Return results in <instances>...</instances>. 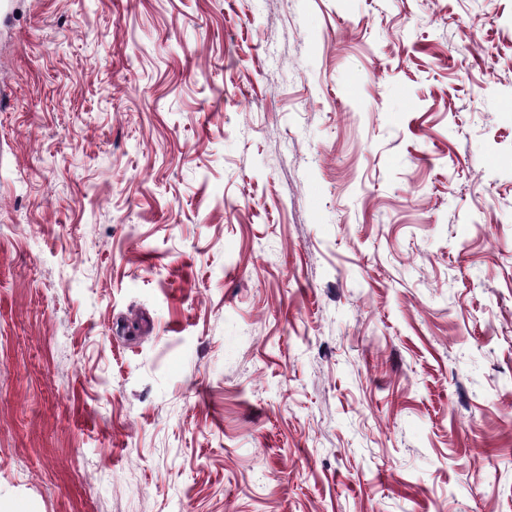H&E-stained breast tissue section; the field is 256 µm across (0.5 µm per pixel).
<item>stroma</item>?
Masks as SVG:
<instances>
[{"label": "stroma", "instance_id": "35a3bbf8", "mask_svg": "<svg viewBox=\"0 0 512 512\" xmlns=\"http://www.w3.org/2000/svg\"><path fill=\"white\" fill-rule=\"evenodd\" d=\"M0 512H512V0H0Z\"/></svg>", "mask_w": 512, "mask_h": 512}]
</instances>
